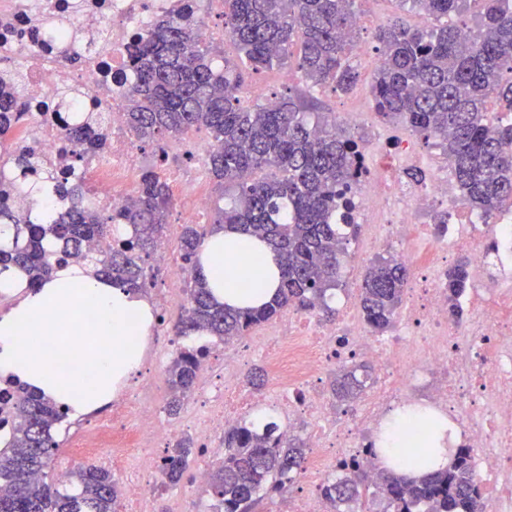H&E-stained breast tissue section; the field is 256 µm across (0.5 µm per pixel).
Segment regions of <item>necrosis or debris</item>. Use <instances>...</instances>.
Returning a JSON list of instances; mask_svg holds the SVG:
<instances>
[{
  "instance_id": "4bbe7bcc",
  "label": "necrosis or debris",
  "mask_w": 512,
  "mask_h": 512,
  "mask_svg": "<svg viewBox=\"0 0 512 512\" xmlns=\"http://www.w3.org/2000/svg\"><path fill=\"white\" fill-rule=\"evenodd\" d=\"M184 0H0V62L16 66V97L27 119L16 127L19 145L33 149L42 165L63 169L74 162L65 126L105 112L109 152L81 171L94 181V200L105 212L127 207L144 153L126 131L130 77L125 50L150 23L176 18ZM206 150L187 146L182 162L165 170L177 203V221L196 224L209 200L202 186ZM428 158L409 141L379 135L363 145L359 173L347 192L352 221L363 232L353 247L367 256L389 247L412 272L395 331L369 335L352 296L335 321L289 310L287 318L249 332L224 354L220 370L205 366L192 405L179 422L166 419L147 394L146 381L128 386L107 413L78 422L58 454L107 458L119 473L123 512H150L147 479L155 459L182 431L199 442L197 485L209 481L222 456L218 440L250 411L264 407L289 424L309 426L303 485L270 512H329L327 479L356 459L375 469L376 436L393 411L430 409L448 419L460 447L469 450L475 479L490 512H512V210L497 215L495 238L464 204L450 168L421 182L407 172L425 169ZM439 209L448 221L431 231L421 213ZM467 257L471 286L460 315L448 312L445 275ZM190 268L181 261L177 236L169 234L146 269L147 297L158 326L177 304ZM264 358L274 390L246 394L241 378ZM360 359L380 370L360 406L335 411L322 374L326 364Z\"/></svg>"
}]
</instances>
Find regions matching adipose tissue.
<instances>
[{
  "label": "adipose tissue",
  "instance_id": "1",
  "mask_svg": "<svg viewBox=\"0 0 512 512\" xmlns=\"http://www.w3.org/2000/svg\"><path fill=\"white\" fill-rule=\"evenodd\" d=\"M201 274L214 299L231 307H257L279 288L276 254L258 239L222 228L200 249ZM0 313V378L67 409L72 418L107 403L137 372L154 312L141 293L90 276L85 267L58 268L39 288ZM93 304L97 320L85 322ZM79 365L87 381L74 387L53 367L55 355Z\"/></svg>",
  "mask_w": 512,
  "mask_h": 512
}]
</instances>
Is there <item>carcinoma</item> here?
Instances as JSON below:
<instances>
[{
    "label": "carcinoma",
    "mask_w": 512,
    "mask_h": 512,
    "mask_svg": "<svg viewBox=\"0 0 512 512\" xmlns=\"http://www.w3.org/2000/svg\"><path fill=\"white\" fill-rule=\"evenodd\" d=\"M358 0H224V39L239 64L219 68L211 46L200 39L198 20L185 5L178 20H162L134 38L126 49L131 70L126 123L135 139L153 146L166 161L164 141L205 128L212 143L206 167L221 189L234 190L231 204L217 209L213 224L185 225L181 259L192 268L188 308L176 324L179 336H207L224 342L277 318L290 306L336 318L328 297L339 284L346 242L357 233L350 223V201L341 188L355 178L360 144L342 133L336 120L311 112L304 101L274 93L273 103L249 104L243 96L242 67L253 71L295 62L300 79L330 85L347 94L359 73L349 63L355 30L351 18ZM435 20L464 15L476 5L469 38L446 23L432 29L409 28L394 19L378 30L381 59L373 73L374 112L386 122L403 121L425 139L444 135L443 154L466 204L489 219L512 204V124L487 122L488 103L512 110V0H412ZM299 46V55L293 47ZM14 78L0 74V155L14 173L0 177V225L11 242L0 244V272L15 269L34 288L71 263L87 266L97 277L144 292V258L167 223L171 198L161 175H139L134 206L103 213L91 201L72 169L47 171L31 150L14 142V129L26 112L12 93ZM86 124L66 130L76 147L102 150L105 137ZM47 183L63 207L34 212L25 186ZM133 226L114 239L111 227ZM267 242L281 261V286L275 298L245 310L217 303L198 270L205 239L221 226ZM408 268L381 258L367 270L360 309L372 333L386 332L402 303ZM448 309L470 286L468 262L448 270ZM208 346L181 349L168 367V412L179 414L193 390ZM369 373L363 366L344 369L333 387L337 401L348 403L363 392ZM0 401L10 406L0 427L16 428L0 446V512H121L118 481L108 470L88 465L72 473L74 492L44 480L54 426L65 417L59 406L18 383L0 386ZM192 443L181 440L160 468L163 486L176 487L189 467ZM305 444L286 439L276 422L265 432L244 421L224 431V459L211 474L209 491L216 512H256L261 492L285 489L288 477L301 474ZM324 489L334 507L355 504L367 486L364 465L353 460ZM487 512L476 483L470 452L459 448L448 467L418 480L383 468L374 483L372 512Z\"/></svg>",
    "instance_id": "1"
}]
</instances>
